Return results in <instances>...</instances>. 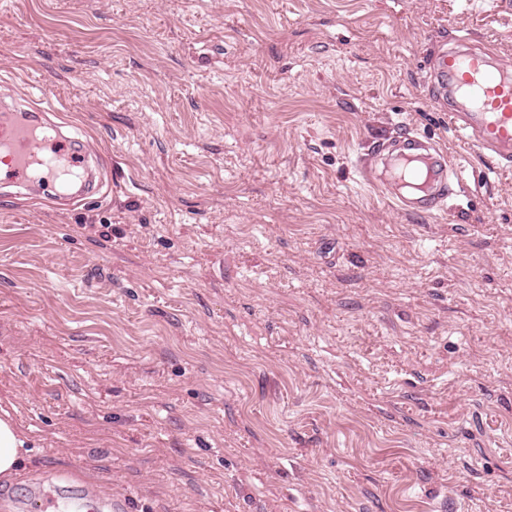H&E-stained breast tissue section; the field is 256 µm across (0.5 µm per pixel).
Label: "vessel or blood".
<instances>
[{"label":"vessel or blood","mask_w":512,"mask_h":512,"mask_svg":"<svg viewBox=\"0 0 512 512\" xmlns=\"http://www.w3.org/2000/svg\"><path fill=\"white\" fill-rule=\"evenodd\" d=\"M430 79L450 126L469 145L491 155L501 171L512 169V65L497 56L474 51L466 41L442 52ZM40 114L15 107L0 112V185L25 189L34 166H44L48 182L60 174L86 168L85 155L71 138L43 131ZM398 186L411 187L413 197H398L400 208L426 213L444 205L455 171L428 138L404 134L375 154Z\"/></svg>","instance_id":"vessel-or-blood-1"}]
</instances>
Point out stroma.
I'll list each match as a JSON object with an SVG mask.
<instances>
[{
    "instance_id": "stroma-1",
    "label": "stroma",
    "mask_w": 512,
    "mask_h": 512,
    "mask_svg": "<svg viewBox=\"0 0 512 512\" xmlns=\"http://www.w3.org/2000/svg\"><path fill=\"white\" fill-rule=\"evenodd\" d=\"M512 63L492 0H0V102L98 192L0 186L9 512H512V174L428 66ZM411 131L462 171L400 209L360 160ZM31 438L12 414L0 408V477L18 476L20 462L31 451Z\"/></svg>"
}]
</instances>
